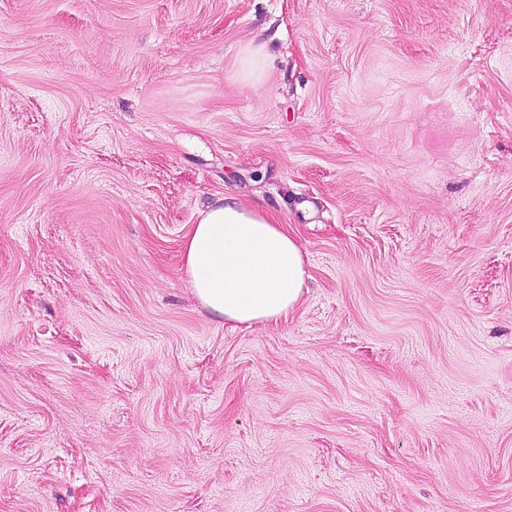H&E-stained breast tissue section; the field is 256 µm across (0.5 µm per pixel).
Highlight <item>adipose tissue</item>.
<instances>
[{
	"label": "adipose tissue",
	"mask_w": 512,
	"mask_h": 512,
	"mask_svg": "<svg viewBox=\"0 0 512 512\" xmlns=\"http://www.w3.org/2000/svg\"><path fill=\"white\" fill-rule=\"evenodd\" d=\"M183 263L198 303L234 327L287 319L307 279L304 252L287 225L231 197L189 225Z\"/></svg>",
	"instance_id": "adipose-tissue-1"
}]
</instances>
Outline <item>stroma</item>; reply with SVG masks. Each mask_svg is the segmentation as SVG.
<instances>
[{
	"instance_id": "obj_1",
	"label": "stroma",
	"mask_w": 512,
	"mask_h": 512,
	"mask_svg": "<svg viewBox=\"0 0 512 512\" xmlns=\"http://www.w3.org/2000/svg\"><path fill=\"white\" fill-rule=\"evenodd\" d=\"M0 512H512V0H0ZM183 240L192 294L224 324H276L300 304L304 252L276 218L224 197L199 213Z\"/></svg>"
}]
</instances>
